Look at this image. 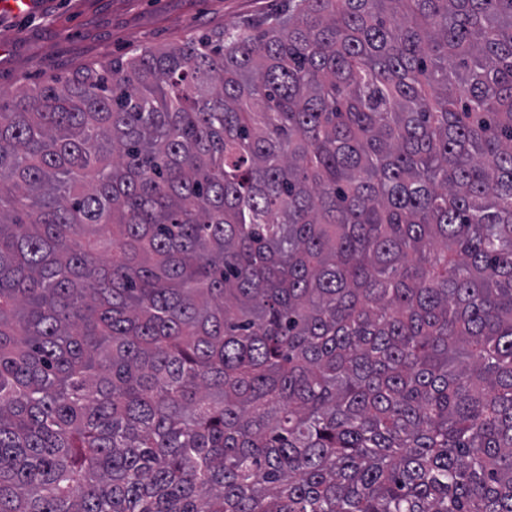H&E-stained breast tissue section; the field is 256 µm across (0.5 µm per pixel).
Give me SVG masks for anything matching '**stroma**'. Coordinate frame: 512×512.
Listing matches in <instances>:
<instances>
[{
	"mask_svg": "<svg viewBox=\"0 0 512 512\" xmlns=\"http://www.w3.org/2000/svg\"><path fill=\"white\" fill-rule=\"evenodd\" d=\"M285 0H38L0 11V96L81 67L284 10Z\"/></svg>",
	"mask_w": 512,
	"mask_h": 512,
	"instance_id": "obj_1",
	"label": "stroma"
}]
</instances>
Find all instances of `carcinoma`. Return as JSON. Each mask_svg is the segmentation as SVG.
Here are the masks:
<instances>
[{
    "label": "carcinoma",
    "instance_id": "obj_1",
    "mask_svg": "<svg viewBox=\"0 0 512 512\" xmlns=\"http://www.w3.org/2000/svg\"><path fill=\"white\" fill-rule=\"evenodd\" d=\"M0 512H512V0L0 104Z\"/></svg>",
    "mask_w": 512,
    "mask_h": 512
}]
</instances>
